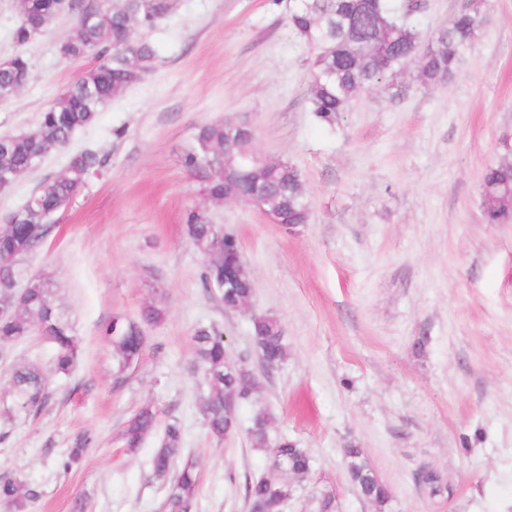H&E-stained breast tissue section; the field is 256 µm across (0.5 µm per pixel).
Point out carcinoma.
Returning a JSON list of instances; mask_svg holds the SVG:
<instances>
[{
	"label": "carcinoma",
	"instance_id": "cac0c4a2",
	"mask_svg": "<svg viewBox=\"0 0 512 512\" xmlns=\"http://www.w3.org/2000/svg\"><path fill=\"white\" fill-rule=\"evenodd\" d=\"M289 24L311 50V80L307 90L309 112L321 124L333 126L350 110L363 92L386 88L401 73L422 44L414 21L421 0H293ZM68 11L76 14V25L59 45L61 55L91 57L95 65L82 71L41 113L36 126L0 137V192L10 189L23 175L37 169L46 155L66 148L73 134L95 123L111 100L151 72L154 46L134 39L135 32H148L173 9V0H68ZM59 12V0H21L13 38L20 48L42 33ZM484 27L481 8L457 14L426 46L419 61L422 85L431 86L454 76L461 56L473 47ZM31 62L19 51L0 62V100L18 92L27 82ZM251 130L230 121L205 124L196 135L195 146L184 159L185 166L203 175V192L213 201L235 199L243 190L260 192L264 211L277 224H303L310 220L311 205L301 174L286 161L268 162L253 149ZM108 165V158L84 149L69 155L65 171L38 184L26 203L8 218L0 230V300L10 314L0 318V345H9L37 332L53 344V369L70 373L79 353V339L68 319L54 302V291L43 279L34 278L17 287V263L34 251L50 229L51 216L67 206L86 180ZM481 208L489 224H499L512 213V161L504 159L487 169L482 183ZM189 241L208 255L201 283L210 291L224 281V232L212 223L206 211L187 212ZM163 309L153 303L141 308L140 322L125 318L104 328L118 370L139 360L145 344L141 324L157 323ZM251 330L256 350L280 365L287 358L283 329L276 317L254 315ZM195 360L201 383L206 388L203 403L208 432L222 440L235 432L237 420L229 417L225 403L233 396L246 402L248 382L227 363L224 334L215 326L194 330ZM13 405L0 410V421L9 424L20 416L38 414L49 396V379L41 369L13 366L7 372ZM158 410L140 408L127 421L123 433L126 447L137 450L157 426ZM265 409H257L248 429L252 447L268 459L282 463L281 472L301 481L309 473L311 459L304 448L287 438H272ZM180 425L171 421L163 429L159 447L152 457L154 473L169 478L165 512H192L199 487L197 462L182 457ZM94 444L86 430L73 440L63 466L80 461ZM345 464L352 482L372 497L378 512H384L391 491L377 479L362 449L350 443L344 448ZM297 485L284 479L258 477L246 489L249 512H286ZM35 494L11 478L0 480V503L11 512H26Z\"/></svg>",
	"mask_w": 512,
	"mask_h": 512
}]
</instances>
